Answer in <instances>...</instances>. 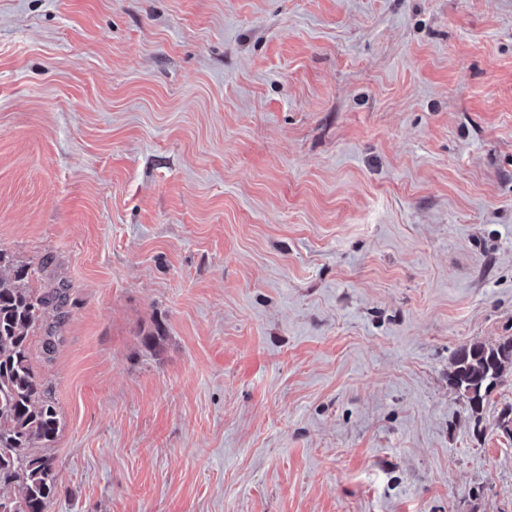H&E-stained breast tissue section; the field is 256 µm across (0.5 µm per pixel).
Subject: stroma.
Instances as JSON below:
<instances>
[{"instance_id": "1", "label": "stroma", "mask_w": 512, "mask_h": 512, "mask_svg": "<svg viewBox=\"0 0 512 512\" xmlns=\"http://www.w3.org/2000/svg\"><path fill=\"white\" fill-rule=\"evenodd\" d=\"M0 250L48 512H512V0H0ZM512 371V336L494 344L471 343L455 351L448 374L450 385L472 414H479L492 391Z\"/></svg>"}]
</instances>
